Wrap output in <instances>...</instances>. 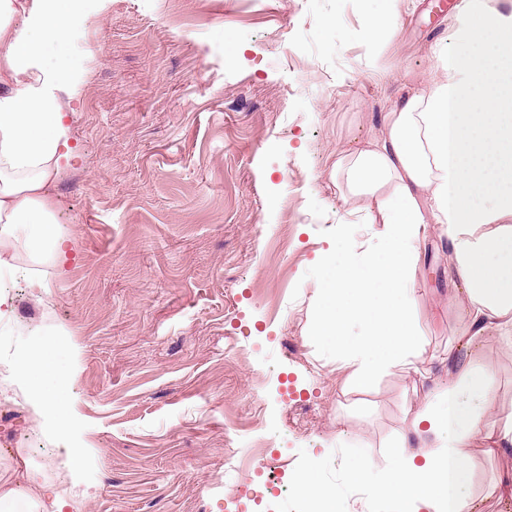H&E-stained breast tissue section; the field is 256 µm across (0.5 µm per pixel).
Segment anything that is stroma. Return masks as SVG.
<instances>
[{
  "instance_id": "obj_1",
  "label": "stroma",
  "mask_w": 512,
  "mask_h": 512,
  "mask_svg": "<svg viewBox=\"0 0 512 512\" xmlns=\"http://www.w3.org/2000/svg\"><path fill=\"white\" fill-rule=\"evenodd\" d=\"M383 0H89L67 52L83 71L69 107L81 161L51 185L69 236L63 263L27 261L0 289V370L16 348L76 349L66 394L84 458L69 512H296L289 473L309 455L346 512H376L344 480L383 462L410 411L448 385L460 282L429 225L412 284L429 378L394 371L365 392L331 345L307 341L317 263L338 224L377 248L383 225L344 202L338 156L381 135L407 85L447 53L452 0H400L402 28L378 80L363 38ZM37 270L45 292L29 289ZM498 426L512 412V350L482 342ZM0 419L36 470L69 443L10 387ZM283 474L267 496V465Z\"/></svg>"
}]
</instances>
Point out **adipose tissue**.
<instances>
[{
    "instance_id": "obj_1",
    "label": "adipose tissue",
    "mask_w": 512,
    "mask_h": 512,
    "mask_svg": "<svg viewBox=\"0 0 512 512\" xmlns=\"http://www.w3.org/2000/svg\"><path fill=\"white\" fill-rule=\"evenodd\" d=\"M87 0H0V243L25 242L65 260L70 240L46 188L75 163L67 123L77 65L52 61L87 18ZM442 77L407 93L385 116V134L337 158L333 180L344 202L384 227L382 249L347 239L320 259L331 274L311 303L310 343L331 342L357 388L391 370L419 372L420 325L410 288L428 225L445 228L453 269L464 283L461 350L448 358V387L416 410L383 465H351L349 482L389 512H484L472 482L474 451L512 458V414L484 428L494 403L484 374L463 353L489 328L512 349V13L470 0L458 19ZM361 333H354V325ZM51 346H23L10 371L31 406L59 437L73 413L63 398L73 374L55 373ZM0 452V512H65L31 466L15 469ZM306 512H344L316 465L293 476Z\"/></svg>"
}]
</instances>
